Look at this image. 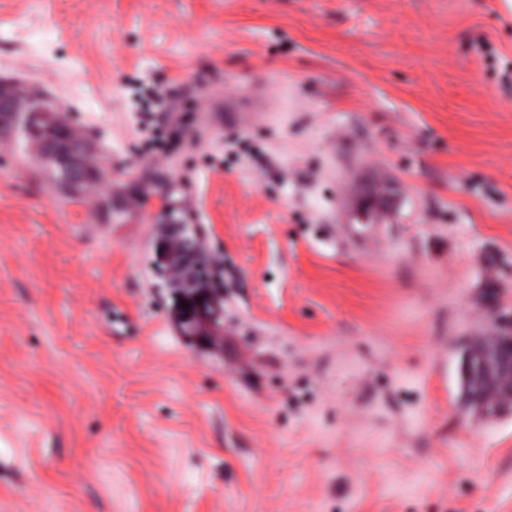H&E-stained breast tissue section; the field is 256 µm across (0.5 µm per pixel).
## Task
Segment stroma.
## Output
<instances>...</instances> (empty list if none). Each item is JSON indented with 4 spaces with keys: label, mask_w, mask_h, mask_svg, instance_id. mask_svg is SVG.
I'll list each match as a JSON object with an SVG mask.
<instances>
[{
    "label": "stroma",
    "mask_w": 512,
    "mask_h": 512,
    "mask_svg": "<svg viewBox=\"0 0 512 512\" xmlns=\"http://www.w3.org/2000/svg\"><path fill=\"white\" fill-rule=\"evenodd\" d=\"M1 78L87 136L112 210L0 136V512H512V415L459 381L486 284L512 313V0H0ZM217 301L218 293L206 288L196 289L182 297L189 319L203 320L210 332H215L218 328L224 331V326L219 325V313L215 309Z\"/></svg>",
    "instance_id": "1"
}]
</instances>
